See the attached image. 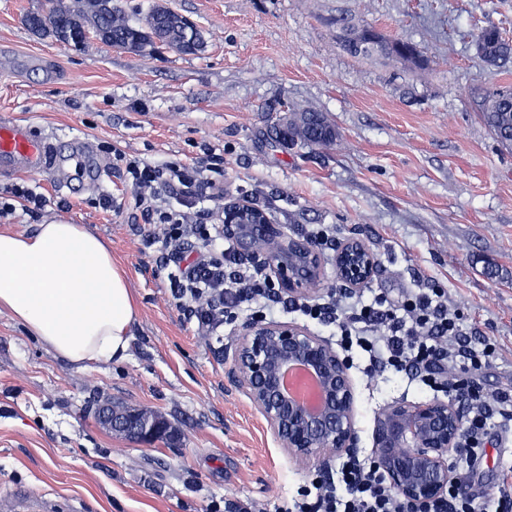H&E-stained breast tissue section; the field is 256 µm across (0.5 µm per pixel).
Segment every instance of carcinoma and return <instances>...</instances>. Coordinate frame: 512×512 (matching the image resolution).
<instances>
[{"label":"carcinoma","mask_w":512,"mask_h":512,"mask_svg":"<svg viewBox=\"0 0 512 512\" xmlns=\"http://www.w3.org/2000/svg\"><path fill=\"white\" fill-rule=\"evenodd\" d=\"M59 10L88 29L92 37L107 44L128 42L139 52L154 46L157 38L183 54H194L204 45L199 30L188 27L182 15L169 9L162 13L152 11L146 19L135 22L121 10L101 5L74 12L68 5ZM339 44L353 57L389 54L387 40L367 26L342 29ZM475 48L477 56L490 66L512 61V41L495 28L481 30L476 35ZM483 119L503 145L512 146V91L491 93L483 107ZM288 137L306 145L329 146L336 139V131L322 113L305 110L288 121Z\"/></svg>","instance_id":"obj_1"}]
</instances>
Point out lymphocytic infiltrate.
I'll return each instance as SVG.
<instances>
[{"mask_svg": "<svg viewBox=\"0 0 512 512\" xmlns=\"http://www.w3.org/2000/svg\"><path fill=\"white\" fill-rule=\"evenodd\" d=\"M139 189L136 205L148 224L163 225L170 240H196L199 253L191 262L170 255L180 274L172 282L173 297L188 319L209 328L224 319V291L234 289L238 303L269 308L267 280L249 269L227 268L225 236L209 223L208 213L181 210L184 202L199 203L210 196L213 181L200 169L176 162L158 167L130 162L127 166ZM335 321L345 343L357 344L369 355L371 367H392L434 391L455 388L457 380L474 382L488 364L486 351L464 338L456 314L438 291L424 292L403 302L400 309L375 311L358 297L346 294L335 303ZM457 380H449V371ZM467 430L468 455L478 457L492 414L512 416V395L477 398L471 406ZM289 512H399V504L382 475L371 463L352 456L344 461L335 481L314 482L302 490Z\"/></svg>", "mask_w": 512, "mask_h": 512, "instance_id": "lymphocytic-infiltrate-1", "label": "lymphocytic infiltrate"}]
</instances>
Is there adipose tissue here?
Segmentation results:
<instances>
[{"label": "adipose tissue", "instance_id": "obj_1", "mask_svg": "<svg viewBox=\"0 0 512 512\" xmlns=\"http://www.w3.org/2000/svg\"><path fill=\"white\" fill-rule=\"evenodd\" d=\"M0 313L81 367L124 359L140 309L109 242L55 220L32 235L0 231Z\"/></svg>", "mask_w": 512, "mask_h": 512}]
</instances>
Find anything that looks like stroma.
Returning <instances> with one entry per match:
<instances>
[{
	"mask_svg": "<svg viewBox=\"0 0 512 512\" xmlns=\"http://www.w3.org/2000/svg\"><path fill=\"white\" fill-rule=\"evenodd\" d=\"M115 2L133 20L159 4L190 17L203 50L69 48L25 23L47 0H0V113L85 155L0 172V197L22 185L44 200H13L0 230L31 234L55 217L86 225L110 241L140 307L127 358L85 368L0 313V512L19 495L79 512H224L228 498L281 512L315 477L228 376L224 348L254 305L213 329L177 307L176 268L159 263L170 249L162 227L132 222V161L202 167L224 185L210 209L247 200L296 236L325 224L334 240L361 238L378 260L363 302L386 310L443 289L467 338L491 349L481 393L512 390V149L481 112L487 93L512 87V65H486L474 45L489 26L512 37V0ZM342 19L416 44L419 59L346 54ZM288 109L325 114L335 144L283 142L277 121ZM93 167L109 180H88ZM352 358L367 458L384 408L433 393L391 370L368 376L361 350ZM112 400L159 412L174 439L147 447L112 435L95 418ZM484 448L471 468L464 452L449 459L481 504L512 467V420L494 417Z\"/></svg>",
	"mask_w": 512,
	"mask_h": 512,
	"instance_id": "1",
	"label": "stroma"
}]
</instances>
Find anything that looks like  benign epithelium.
<instances>
[{"label": "benign epithelium", "mask_w": 512, "mask_h": 512, "mask_svg": "<svg viewBox=\"0 0 512 512\" xmlns=\"http://www.w3.org/2000/svg\"><path fill=\"white\" fill-rule=\"evenodd\" d=\"M224 235L240 258L259 263L291 299L307 298L329 280L342 290L368 284L377 260L364 241L347 237L336 244L331 270L323 254L304 238L272 221L263 209L243 200L224 205ZM228 375L264 418L272 436L289 455L326 475L334 457L359 452L356 392L349 362L332 344L293 322L243 323L226 347ZM299 368L317 387V404L292 396L285 373ZM477 390L460 385L456 398L397 401L378 416L373 430V466L385 477L403 512H428L448 489H467L466 476L448 464L461 446L468 403ZM98 424L115 435L151 446L170 440L175 430L160 414L110 402L98 409Z\"/></svg>", "instance_id": "obj_1"}]
</instances>
